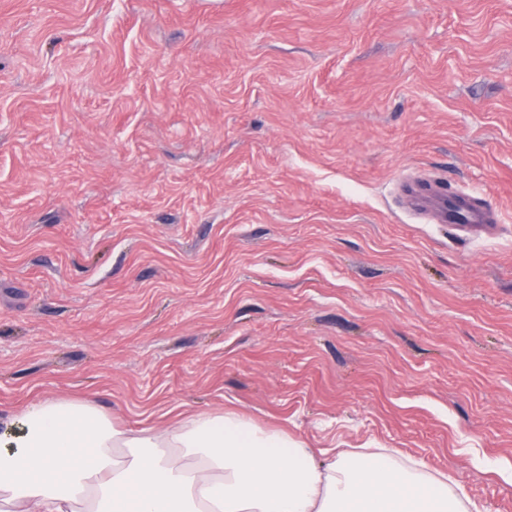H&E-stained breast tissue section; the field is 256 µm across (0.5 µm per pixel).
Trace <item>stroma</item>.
Wrapping results in <instances>:
<instances>
[{
	"mask_svg": "<svg viewBox=\"0 0 512 512\" xmlns=\"http://www.w3.org/2000/svg\"><path fill=\"white\" fill-rule=\"evenodd\" d=\"M50 398L512 512V0H0V408ZM406 194L412 205L430 212L438 223L454 224L459 230L479 229L500 220V213L482 198L462 192L446 195L437 179L409 183Z\"/></svg>",
	"mask_w": 512,
	"mask_h": 512,
	"instance_id": "obj_1",
	"label": "stroma"
}]
</instances>
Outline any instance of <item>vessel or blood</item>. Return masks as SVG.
Here are the masks:
<instances>
[{
  "instance_id": "1",
  "label": "vessel or blood",
  "mask_w": 512,
  "mask_h": 512,
  "mask_svg": "<svg viewBox=\"0 0 512 512\" xmlns=\"http://www.w3.org/2000/svg\"><path fill=\"white\" fill-rule=\"evenodd\" d=\"M406 194L416 208L430 212L441 224L457 229H479L497 223L499 212L491 210L485 201L466 193H446L438 180L409 183Z\"/></svg>"
}]
</instances>
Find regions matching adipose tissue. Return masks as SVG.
Wrapping results in <instances>:
<instances>
[{"label": "adipose tissue", "instance_id": "adipose-tissue-1", "mask_svg": "<svg viewBox=\"0 0 512 512\" xmlns=\"http://www.w3.org/2000/svg\"><path fill=\"white\" fill-rule=\"evenodd\" d=\"M0 512H480L448 475L387 448L320 460L280 432L196 414L116 427L94 403L0 413Z\"/></svg>", "mask_w": 512, "mask_h": 512}]
</instances>
